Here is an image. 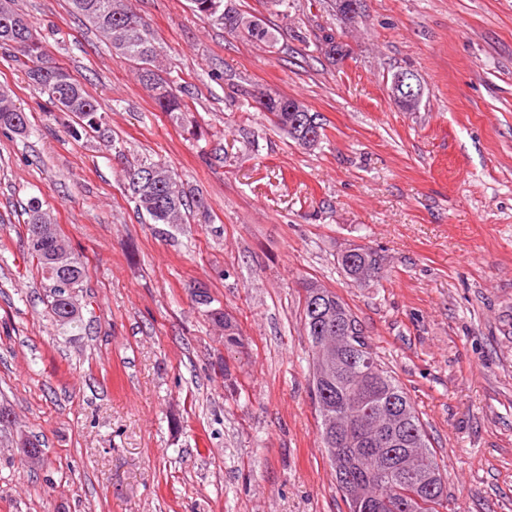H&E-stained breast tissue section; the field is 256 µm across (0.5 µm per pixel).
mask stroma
Wrapping results in <instances>:
<instances>
[{"instance_id":"stroma-1","label":"stroma","mask_w":512,"mask_h":512,"mask_svg":"<svg viewBox=\"0 0 512 512\" xmlns=\"http://www.w3.org/2000/svg\"><path fill=\"white\" fill-rule=\"evenodd\" d=\"M102 106L75 137L0 50V87L27 113L0 133V512H349L318 434L302 284L351 307L424 422L452 512H512V0H334L267 22V46L197 17L190 0H126L188 90L189 135L67 0H14ZM335 34L329 65L297 38ZM425 87L419 111L393 74ZM258 91L319 114L303 149L252 108ZM172 167L200 199L146 224L123 171ZM39 198L87 267L81 330L43 301L20 216ZM378 251L350 284L337 259ZM208 289L240 346L193 300ZM43 461L20 463V441Z\"/></svg>"}]
</instances>
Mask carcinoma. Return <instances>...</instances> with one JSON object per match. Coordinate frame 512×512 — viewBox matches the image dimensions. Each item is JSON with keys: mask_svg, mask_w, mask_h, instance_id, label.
<instances>
[{"mask_svg": "<svg viewBox=\"0 0 512 512\" xmlns=\"http://www.w3.org/2000/svg\"><path fill=\"white\" fill-rule=\"evenodd\" d=\"M191 2L194 12L200 17L223 26L230 33L241 34L270 46L276 43L271 27L224 0ZM68 4L71 13L95 27L112 49L136 66L139 81L150 93L158 110L180 125H186L187 112L191 111V107L185 100V86L162 74L163 47L148 23L129 9L123 0H68ZM0 49L8 51V56L24 69L29 82L47 95L50 110L71 114L75 124L86 134L101 130L104 116L100 112V104L79 79L53 62L42 36L33 23L12 6V0H0ZM321 52L327 60L341 62L348 56L349 49L348 44L327 36L321 43ZM253 100L257 108L266 113L271 124L285 132L290 139H295L293 130L297 113L290 111V108L297 104L296 99L263 92L253 96ZM28 130L27 114L13 103L9 90L1 88L0 132L24 135ZM124 180L144 223H187V211L191 205L174 170L145 161L124 170ZM24 214L27 251L41 277V284L46 288L48 313L57 325L78 330L81 328V318L69 321L58 318L59 312L66 307L77 308L75 295L57 288V279L50 274L53 255L64 249L60 233L37 238L40 225L51 223L39 198L29 199ZM375 254L377 251L370 248L365 256L359 258L360 264L350 269L342 266L347 278L357 284L372 280L371 276L362 272V262L372 260ZM68 275L74 289L81 287L87 276L85 263L74 255L71 256ZM205 313L213 322L224 326L225 345L238 343L227 314L215 316L208 304L205 305ZM351 341L363 348V353L371 359L374 375L356 380L347 374H337L327 381L313 384L312 393L320 418L321 434L325 433L329 421L344 423L354 417L356 406L368 410L365 419L367 425L373 427L377 417L390 405L392 396L399 394L408 398L392 371L372 351L363 329H357ZM404 436L407 447L417 449V453L403 469L393 470L386 466L390 449L380 444L364 451L352 444L336 449V458L344 462L346 474L352 481L364 485L369 496V499L360 501L346 499L349 512H396L391 508V503L398 488L415 482L427 470L440 471L427 432L413 407L410 408V422L404 429Z\"/></svg>", "mask_w": 512, "mask_h": 512, "instance_id": "1", "label": "carcinoma"}]
</instances>
